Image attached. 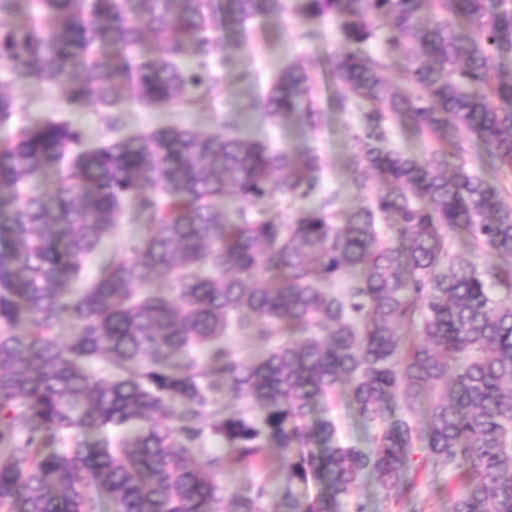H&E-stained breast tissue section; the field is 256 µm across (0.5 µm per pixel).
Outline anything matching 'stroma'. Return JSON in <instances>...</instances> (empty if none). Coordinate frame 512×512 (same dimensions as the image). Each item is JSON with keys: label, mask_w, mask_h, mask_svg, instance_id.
<instances>
[{"label": "stroma", "mask_w": 512, "mask_h": 512, "mask_svg": "<svg viewBox=\"0 0 512 512\" xmlns=\"http://www.w3.org/2000/svg\"><path fill=\"white\" fill-rule=\"evenodd\" d=\"M305 22L294 12L270 16L240 28L224 26L218 36L212 59L213 67L222 68L225 57L235 61L233 70L224 74L221 95L197 96L186 105L148 109L133 100H124L122 110L123 134L130 135L165 126H188L204 133L222 131L228 114H236L241 135L288 148L299 153L320 156L323 171V195L334 201L338 215H346L363 205L366 191L358 189L347 167L352 151L351 129L357 123L353 112H339L331 105L335 86L322 70H314L316 98L322 111L318 128H310L289 120H271L261 111L250 109V100L259 98L272 75L289 61L299 57L321 58L332 54L339 44L338 23L329 19L316 27L314 39H306ZM249 72L256 82L240 80L239 75ZM0 85L8 88L20 111L8 124L0 125V139L10 137L21 124L34 125L62 107L64 96L61 86L48 84H14L0 71ZM73 126L81 129L87 145L95 146L111 135L112 110L108 107L88 106L65 115ZM209 454L229 458L224 471V485L236 490L242 484H263L275 488L277 468L275 450L267 449L256 463H235L236 451L218 438L206 442ZM415 490L422 504V512H450L452 501L448 496L451 476L447 470L434 466L424 449L412 451Z\"/></svg>", "instance_id": "35a3bbf8"}]
</instances>
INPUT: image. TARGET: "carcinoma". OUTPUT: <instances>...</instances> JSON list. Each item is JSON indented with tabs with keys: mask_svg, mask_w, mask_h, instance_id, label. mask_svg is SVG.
<instances>
[{
	"mask_svg": "<svg viewBox=\"0 0 512 512\" xmlns=\"http://www.w3.org/2000/svg\"><path fill=\"white\" fill-rule=\"evenodd\" d=\"M284 10L0 0L14 18L0 24V68L63 86L67 110L114 106L124 91L187 104L222 89L210 58L224 22ZM297 13L340 20L333 104L358 113L356 186L379 181L342 224L330 200L280 222L269 200L315 194L319 160L237 135L232 115L218 133L166 126L92 149L55 119L0 142V512H102L105 500L112 512H340L368 478L388 501L412 492L417 444L454 477L452 512H512V206L465 160L472 138L512 173V76L493 83L512 55V0H297ZM252 106L317 125L309 62L284 67ZM17 111L0 90V123ZM393 120L439 148L391 149ZM44 177L51 189L27 190ZM230 188L254 217L217 205ZM125 221L141 235L70 287ZM461 233L467 253L452 248ZM483 254L496 262L477 264ZM258 270L271 286L249 285ZM233 326L257 355L224 345ZM95 361L106 375L88 372ZM424 392V426L390 419L392 403L412 412ZM343 396L376 429L367 448L340 443L330 410ZM209 437L239 463L278 451L273 508L262 484L226 492L223 457L195 462ZM311 481L319 492L304 499Z\"/></svg>",
	"mask_w": 512,
	"mask_h": 512,
	"instance_id": "carcinoma-1",
	"label": "carcinoma"
}]
</instances>
